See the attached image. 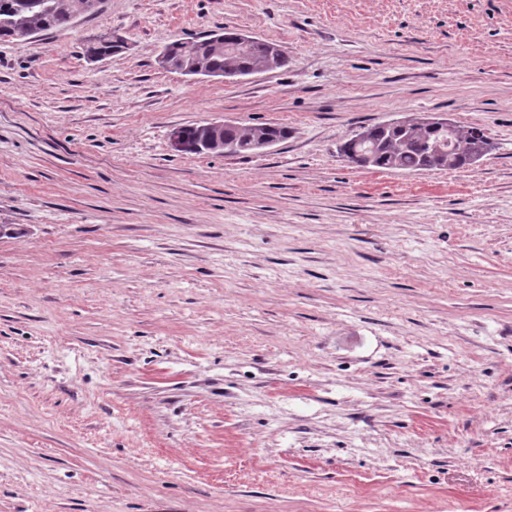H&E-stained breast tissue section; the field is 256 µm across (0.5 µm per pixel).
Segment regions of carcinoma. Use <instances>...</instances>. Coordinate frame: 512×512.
Returning <instances> with one entry per match:
<instances>
[{
	"instance_id": "carcinoma-1",
	"label": "carcinoma",
	"mask_w": 512,
	"mask_h": 512,
	"mask_svg": "<svg viewBox=\"0 0 512 512\" xmlns=\"http://www.w3.org/2000/svg\"><path fill=\"white\" fill-rule=\"evenodd\" d=\"M91 6L90 0H0V40H9L23 31L46 32L69 25L77 13L94 14L99 4ZM121 51V46L103 40L89 43L85 55L103 58ZM277 51V45L263 40L251 41L238 48L234 54L224 53L209 36H198L190 40L178 39L167 45L170 69L181 73L189 67L205 71H222L231 65L238 68H256ZM288 138V128L282 125L260 124L238 127L224 132V139L235 146L234 154L252 152L251 145L258 139ZM366 139L376 146L370 168L419 172L432 170H458L469 166V156L487 139L484 130L478 127L457 128L456 154L443 160L432 146L445 138L444 131L421 128L414 132L385 126L381 123L366 128Z\"/></svg>"
}]
</instances>
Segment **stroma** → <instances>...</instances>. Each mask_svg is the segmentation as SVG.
<instances>
[{"label": "stroma", "instance_id": "1", "mask_svg": "<svg viewBox=\"0 0 512 512\" xmlns=\"http://www.w3.org/2000/svg\"><path fill=\"white\" fill-rule=\"evenodd\" d=\"M224 27L287 68L158 66ZM419 113L495 148L338 152ZM224 119L289 136L170 151ZM1 224L0 512H512V0H104L0 41ZM379 123L366 127L365 137L376 146L368 169L419 172L432 170H458L469 166V156L489 138L478 127L461 128L447 116L421 113L387 124L401 125L405 129L440 127L448 131L421 128L413 133L408 130L384 126ZM456 130V133H455ZM454 134L458 143L456 154L447 163L433 150L437 141L448 137V153L453 146Z\"/></svg>", "mask_w": 512, "mask_h": 512}]
</instances>
